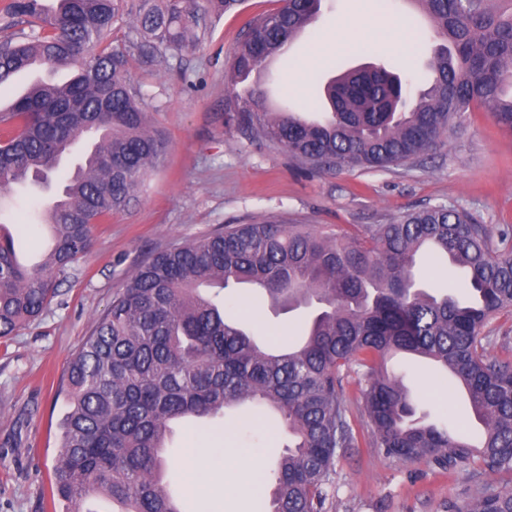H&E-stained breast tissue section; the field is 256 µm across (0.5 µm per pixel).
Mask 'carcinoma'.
Returning <instances> with one entry per match:
<instances>
[{"instance_id": "obj_1", "label": "carcinoma", "mask_w": 512, "mask_h": 512, "mask_svg": "<svg viewBox=\"0 0 512 512\" xmlns=\"http://www.w3.org/2000/svg\"><path fill=\"white\" fill-rule=\"evenodd\" d=\"M279 2L247 24L229 65L224 111L241 132L311 168L388 170L445 146L475 104L512 128V0H481L476 9L418 0L441 40L430 86L414 94L384 65L326 82L317 71L310 98L328 104L322 120L269 112L263 95L242 86L286 52L321 4ZM125 7L55 0L47 10L41 0H11L0 24V87L35 60L72 70L68 81L33 87L0 110V188L38 189L85 134H99L42 209L54 234L41 264L23 266L0 234V338L43 314L57 277L90 249L94 225L125 209L166 153L128 77L130 51L112 44ZM206 29L196 0H139L130 44L154 62L195 45ZM427 254L452 260L470 301L417 286V257ZM211 284H255L275 303L320 308L297 344L272 352L224 318L223 297L202 291ZM502 315L512 318V225L494 236L454 206L328 234L278 220L230 224L175 244L136 268L68 366L55 491L71 503L66 512H93L85 503L95 496L127 512H180L157 479L169 425L259 404L280 415L291 440L272 472L269 512H323L338 450L359 447L360 416L368 445L386 457L425 456L441 471L479 478L464 512H512V489L495 480L512 475V357L492 354L507 337L485 331ZM400 353L429 360L468 392L482 425L478 444L444 422L417 420L411 392L386 367Z\"/></svg>"}]
</instances>
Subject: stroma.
Wrapping results in <instances>:
<instances>
[{
	"label": "stroma",
	"instance_id": "1",
	"mask_svg": "<svg viewBox=\"0 0 512 512\" xmlns=\"http://www.w3.org/2000/svg\"><path fill=\"white\" fill-rule=\"evenodd\" d=\"M277 6V0H245L217 20L195 47L167 51L159 63L134 62L131 78L143 94L150 128L167 139V153L148 171L138 198L94 226L91 249L60 277L57 295L43 315L0 339V512H64L66 504L54 489V467L59 423L67 410L62 387L68 363L113 294L168 245L227 224L276 218L328 233L384 224L401 212L435 205L465 209L494 231L512 225V129L495 122L484 108L467 112L445 147L392 171H310L285 148L245 136L229 124L224 110L229 59L246 22ZM351 15L378 28L395 17L406 20L417 35L413 49L407 54L384 47L372 36L360 51L332 55L324 77L379 62L406 75L413 90L429 86L434 31L404 0H323L316 23L261 74L258 87L268 103L302 113L306 99L289 88L288 76L314 43L332 32L338 18ZM80 160L77 152L65 157L41 192L15 197L7 229L21 262L35 264L47 251L46 230L36 214ZM306 313L303 307L290 312L272 308L245 289L225 304L226 317L245 321L275 343L295 335ZM391 366L430 420L469 421L466 397L432 370L404 357L394 358ZM220 426L233 432L237 447L259 466L238 463L214 475L206 495L193 494L180 459L192 446L221 455L220 445L210 440ZM478 432V424L470 423V437ZM284 443L280 426L259 410L247 426L231 412L220 423L184 421L167 448V478L181 512H258L270 498L271 471ZM335 471L325 512H448L467 505L473 485L468 475L440 473L424 460L398 462L366 446L339 451ZM243 482L261 483L262 490L239 495L236 487Z\"/></svg>",
	"mask_w": 512,
	"mask_h": 512
}]
</instances>
